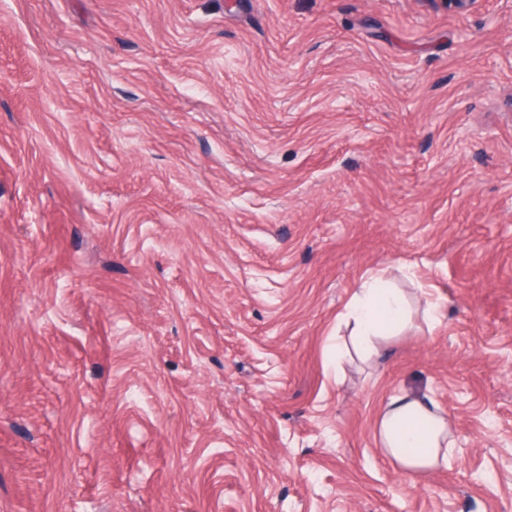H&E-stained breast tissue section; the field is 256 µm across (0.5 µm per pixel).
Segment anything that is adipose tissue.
Here are the masks:
<instances>
[{"instance_id": "ef3b65f1", "label": "adipose tissue", "mask_w": 512, "mask_h": 512, "mask_svg": "<svg viewBox=\"0 0 512 512\" xmlns=\"http://www.w3.org/2000/svg\"><path fill=\"white\" fill-rule=\"evenodd\" d=\"M408 315V300L399 289L381 277L364 280L349 309L350 346L362 357L381 358ZM448 431L443 411L413 391L392 398L376 421L382 451L408 472L424 473L446 463Z\"/></svg>"}]
</instances>
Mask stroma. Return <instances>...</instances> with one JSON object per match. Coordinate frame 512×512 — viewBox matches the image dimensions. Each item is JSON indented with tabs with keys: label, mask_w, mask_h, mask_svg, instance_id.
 Masks as SVG:
<instances>
[{
	"label": "stroma",
	"mask_w": 512,
	"mask_h": 512,
	"mask_svg": "<svg viewBox=\"0 0 512 512\" xmlns=\"http://www.w3.org/2000/svg\"><path fill=\"white\" fill-rule=\"evenodd\" d=\"M0 512H512V0H0ZM409 308L406 296L382 277L364 280L349 309L350 340L364 358L380 359L390 338L404 328ZM448 421L430 399L414 391L392 398L376 421L382 451L404 471L426 473L448 458Z\"/></svg>",
	"instance_id": "1"
}]
</instances>
